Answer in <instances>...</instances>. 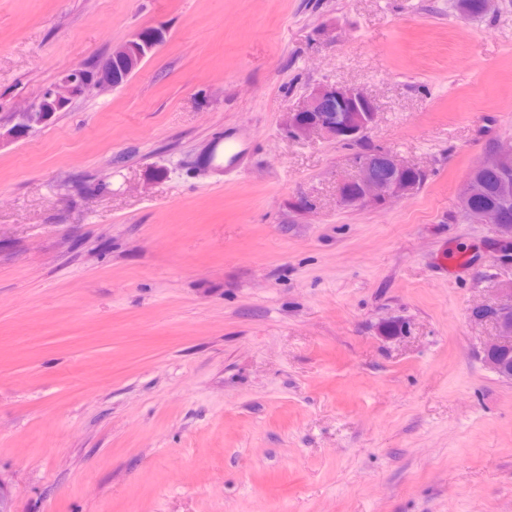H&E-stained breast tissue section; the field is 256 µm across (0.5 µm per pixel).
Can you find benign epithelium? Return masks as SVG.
Returning a JSON list of instances; mask_svg holds the SVG:
<instances>
[{
  "label": "benign epithelium",
  "instance_id": "obj_1",
  "mask_svg": "<svg viewBox=\"0 0 512 512\" xmlns=\"http://www.w3.org/2000/svg\"><path fill=\"white\" fill-rule=\"evenodd\" d=\"M152 42L143 47L138 35L112 48L110 55L100 63L71 69L49 86L41 100L23 112L13 113L12 126L0 132V142L16 140L41 127L43 105L53 102L68 106L73 99L96 91L104 93L120 86L115 75V64L123 62L126 75L134 73L146 55L159 47L166 38V29L159 25L150 28ZM379 117L376 102L361 89L339 83L323 82L313 87L300 105L287 113L284 125L296 139H306L312 134L324 133L347 145H357L367 138ZM356 174L339 184L337 196L346 207L371 204L388 205L397 199H407L420 188V184L408 176L412 166L401 161L390 150L365 149L352 160ZM494 167L504 177V194L512 193V140L497 142L485 159L471 169L476 173ZM472 224H489L498 240L512 244V200L507 198L493 210H464ZM499 300L492 305L476 308L471 313L475 322L490 320L495 324L497 336L484 347L485 365L504 379H512V365L507 363L508 348L512 346V286L498 289ZM0 512H14L13 496L9 481L0 474Z\"/></svg>",
  "mask_w": 512,
  "mask_h": 512
}]
</instances>
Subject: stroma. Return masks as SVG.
I'll list each match as a JSON object with an SVG mask.
<instances>
[{
  "instance_id": "stroma-1",
  "label": "stroma",
  "mask_w": 512,
  "mask_h": 512,
  "mask_svg": "<svg viewBox=\"0 0 512 512\" xmlns=\"http://www.w3.org/2000/svg\"><path fill=\"white\" fill-rule=\"evenodd\" d=\"M451 3L0 0L1 124L167 30L126 84L0 147L15 512H512V381L470 319L512 263L459 212L512 139V0ZM326 81L375 99L369 142L425 172L415 195L340 206L353 148L282 126Z\"/></svg>"
}]
</instances>
